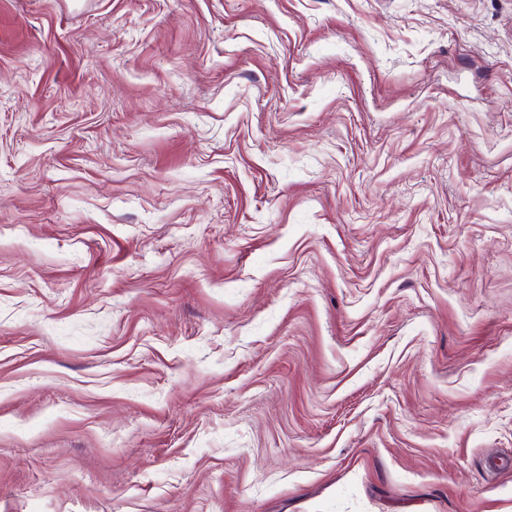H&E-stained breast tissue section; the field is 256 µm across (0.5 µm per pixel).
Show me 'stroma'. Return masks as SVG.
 <instances>
[{
  "label": "stroma",
  "mask_w": 512,
  "mask_h": 512,
  "mask_svg": "<svg viewBox=\"0 0 512 512\" xmlns=\"http://www.w3.org/2000/svg\"><path fill=\"white\" fill-rule=\"evenodd\" d=\"M0 512H512V0H0Z\"/></svg>",
  "instance_id": "obj_1"
}]
</instances>
